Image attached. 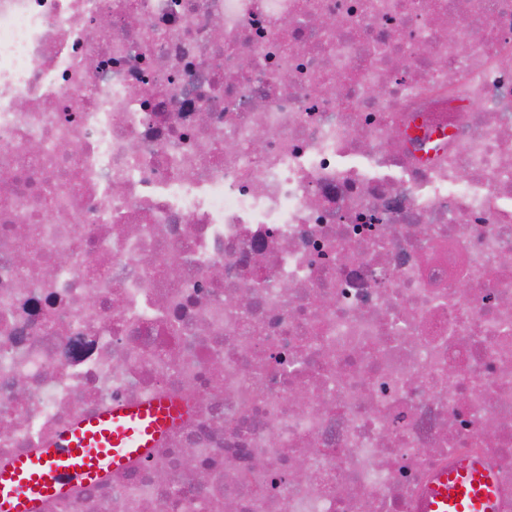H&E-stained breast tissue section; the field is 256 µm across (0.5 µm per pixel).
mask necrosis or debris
Listing matches in <instances>:
<instances>
[{"mask_svg":"<svg viewBox=\"0 0 512 512\" xmlns=\"http://www.w3.org/2000/svg\"><path fill=\"white\" fill-rule=\"evenodd\" d=\"M510 157L512 0H0V468L165 396L39 512H512ZM499 488L480 465L463 463L459 471L441 474L418 506L419 512H496Z\"/></svg>","mask_w":512,"mask_h":512,"instance_id":"necrosis-or-debris-1","label":"necrosis or debris"}]
</instances>
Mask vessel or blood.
<instances>
[{
    "mask_svg": "<svg viewBox=\"0 0 512 512\" xmlns=\"http://www.w3.org/2000/svg\"><path fill=\"white\" fill-rule=\"evenodd\" d=\"M180 415L178 405L161 398L79 419L38 455L0 468V512H37L72 485L92 483L145 456ZM498 499L490 472L465 463L436 479L418 512H497Z\"/></svg>",
    "mask_w": 512,
    "mask_h": 512,
    "instance_id": "b4317fda",
    "label": "vessel or blood"
}]
</instances>
